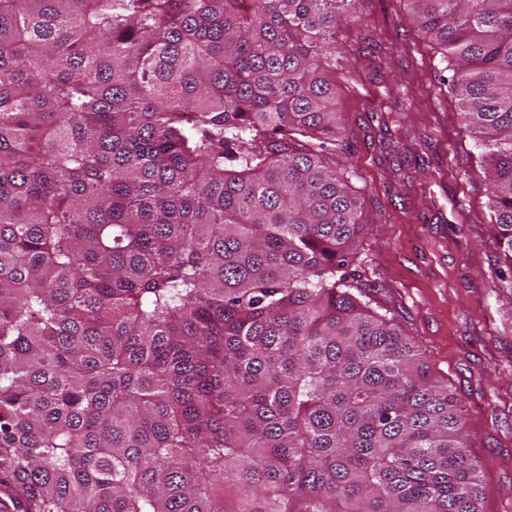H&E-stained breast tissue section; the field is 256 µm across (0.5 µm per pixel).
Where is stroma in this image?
Here are the masks:
<instances>
[{
  "instance_id": "35a3bbf8",
  "label": "stroma",
  "mask_w": 512,
  "mask_h": 512,
  "mask_svg": "<svg viewBox=\"0 0 512 512\" xmlns=\"http://www.w3.org/2000/svg\"><path fill=\"white\" fill-rule=\"evenodd\" d=\"M357 12L359 24L336 28L345 144L332 157L365 213L351 282L447 379L484 510L512 512V289L500 279L481 151L406 0H357Z\"/></svg>"
}]
</instances>
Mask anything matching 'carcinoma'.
I'll return each mask as SVG.
<instances>
[{
    "instance_id": "carcinoma-1",
    "label": "carcinoma",
    "mask_w": 512,
    "mask_h": 512,
    "mask_svg": "<svg viewBox=\"0 0 512 512\" xmlns=\"http://www.w3.org/2000/svg\"><path fill=\"white\" fill-rule=\"evenodd\" d=\"M512 268V0H406ZM356 0H0V512H483L448 383L350 292Z\"/></svg>"
}]
</instances>
